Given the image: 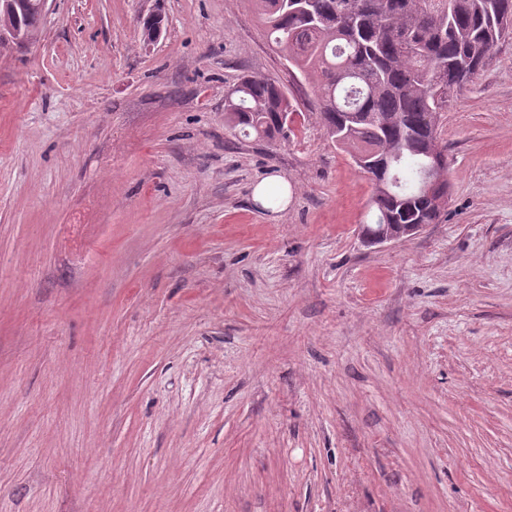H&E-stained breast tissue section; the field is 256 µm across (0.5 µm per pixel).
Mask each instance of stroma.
Listing matches in <instances>:
<instances>
[{"mask_svg": "<svg viewBox=\"0 0 512 512\" xmlns=\"http://www.w3.org/2000/svg\"><path fill=\"white\" fill-rule=\"evenodd\" d=\"M246 74L289 139L225 124ZM316 98L252 0H48L0 44V512H512V37L397 242ZM288 182L279 176L269 177L253 189V199L265 209L273 212L284 210L289 199Z\"/></svg>", "mask_w": 512, "mask_h": 512, "instance_id": "1", "label": "stroma"}]
</instances>
